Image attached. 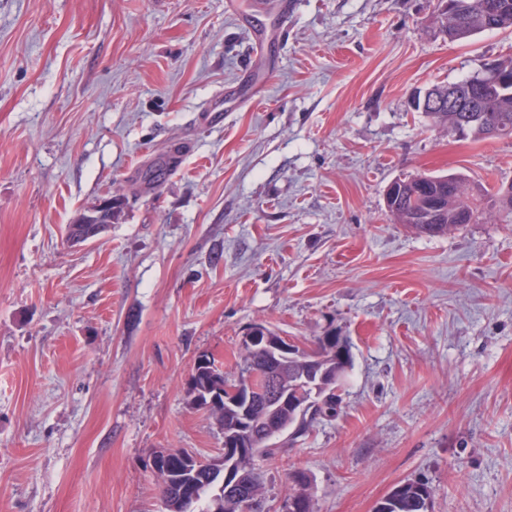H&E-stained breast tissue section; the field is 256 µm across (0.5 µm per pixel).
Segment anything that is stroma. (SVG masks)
<instances>
[{
  "label": "stroma",
  "instance_id": "1",
  "mask_svg": "<svg viewBox=\"0 0 512 512\" xmlns=\"http://www.w3.org/2000/svg\"><path fill=\"white\" fill-rule=\"evenodd\" d=\"M224 2L0 0V512H164L154 453L224 442L194 361L235 376L255 323L352 351L339 416L256 457L266 512L296 469L316 512H375L406 480L431 512H512V212L427 237L386 206L417 175L512 183V136L411 105L512 33L448 42L439 0H298L285 22ZM247 74L261 102L215 125ZM112 194L102 236L68 243Z\"/></svg>",
  "mask_w": 512,
  "mask_h": 512
}]
</instances>
